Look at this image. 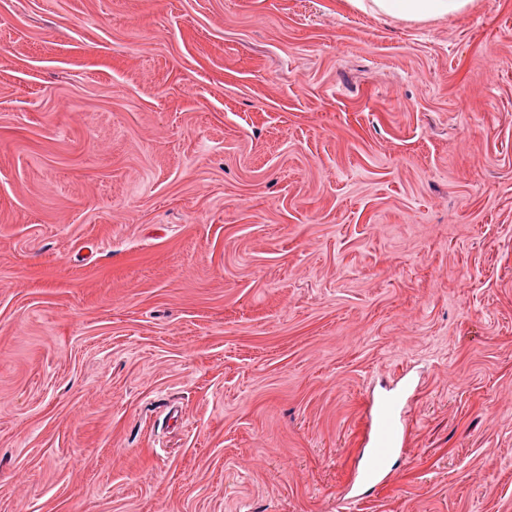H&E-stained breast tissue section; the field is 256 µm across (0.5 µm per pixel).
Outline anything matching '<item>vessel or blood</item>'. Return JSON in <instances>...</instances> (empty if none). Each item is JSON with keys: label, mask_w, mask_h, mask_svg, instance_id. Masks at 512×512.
Wrapping results in <instances>:
<instances>
[{"label": "vessel or blood", "mask_w": 512, "mask_h": 512, "mask_svg": "<svg viewBox=\"0 0 512 512\" xmlns=\"http://www.w3.org/2000/svg\"><path fill=\"white\" fill-rule=\"evenodd\" d=\"M399 417V401L392 396L380 399L373 414L368 415L361 485L379 484L388 478L389 462L401 443Z\"/></svg>", "instance_id": "b4317fda"}]
</instances>
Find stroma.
Instances as JSON below:
<instances>
[{"instance_id":"stroma-1","label":"stroma","mask_w":512,"mask_h":512,"mask_svg":"<svg viewBox=\"0 0 512 512\" xmlns=\"http://www.w3.org/2000/svg\"><path fill=\"white\" fill-rule=\"evenodd\" d=\"M512 512V0H0V512ZM349 3L375 14L405 21L424 22L448 19L464 14L473 0H348ZM399 417V401L393 396L380 399L373 414L367 416L364 446L368 448L362 456L360 486L380 484L388 478L389 462L401 443Z\"/></svg>"}]
</instances>
